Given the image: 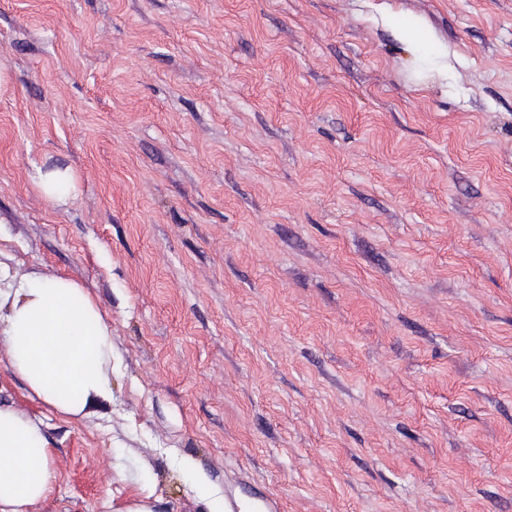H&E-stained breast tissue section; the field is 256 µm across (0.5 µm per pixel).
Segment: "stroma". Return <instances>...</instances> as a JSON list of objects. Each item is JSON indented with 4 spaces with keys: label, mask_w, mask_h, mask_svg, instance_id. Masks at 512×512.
I'll list each match as a JSON object with an SVG mask.
<instances>
[{
    "label": "stroma",
    "mask_w": 512,
    "mask_h": 512,
    "mask_svg": "<svg viewBox=\"0 0 512 512\" xmlns=\"http://www.w3.org/2000/svg\"><path fill=\"white\" fill-rule=\"evenodd\" d=\"M0 70V261L115 349L71 417L0 348L31 512H512V0H0ZM37 185L44 198L55 203L62 201L74 187L73 176L67 169L39 171ZM48 446L40 421L0 405V512H30L53 493Z\"/></svg>",
    "instance_id": "stroma-1"
}]
</instances>
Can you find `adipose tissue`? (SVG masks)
Segmentation results:
<instances>
[{"label": "adipose tissue", "mask_w": 512, "mask_h": 512, "mask_svg": "<svg viewBox=\"0 0 512 512\" xmlns=\"http://www.w3.org/2000/svg\"><path fill=\"white\" fill-rule=\"evenodd\" d=\"M0 346L29 391L62 414L84 415L112 396L109 327L71 280L0 274ZM55 481L39 421L0 405V512H29Z\"/></svg>", "instance_id": "adipose-tissue-1"}]
</instances>
